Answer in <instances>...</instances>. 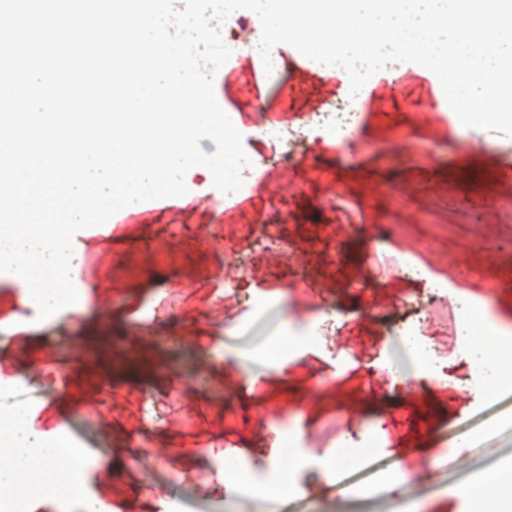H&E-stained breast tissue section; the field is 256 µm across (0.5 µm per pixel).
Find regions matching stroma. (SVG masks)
I'll return each mask as SVG.
<instances>
[{"instance_id": "1", "label": "stroma", "mask_w": 512, "mask_h": 512, "mask_svg": "<svg viewBox=\"0 0 512 512\" xmlns=\"http://www.w3.org/2000/svg\"><path fill=\"white\" fill-rule=\"evenodd\" d=\"M281 52L275 82L262 79L256 56H237L215 77L217 101L250 127L265 112L292 126L340 97L312 60L288 45ZM434 109L425 77L382 84L338 167L310 160L332 154L329 142H298L273 161L253 138L264 179L242 206L211 197V174L189 170L185 196L118 212L111 238L77 241L85 310L36 322L13 275L0 273V370L37 395L32 426L68 434L87 456L84 488L106 512H163L173 501L181 512H224L228 501L233 512H265L264 491L285 465L295 490L275 512H313L363 490L354 477L374 463L391 478L373 512H472L456 489L470 469L512 454V428L484 432L512 413V392L481 389L450 319L433 339L443 381L400 383L381 368L399 326L463 298L487 299L490 320L512 327V138L445 119L426 127L421 115ZM381 224L395 233L376 257ZM265 225L278 231L279 251L248 248ZM411 258L427 280L408 273ZM276 298L303 319L340 314L341 336L305 337L254 388L225 351L274 333ZM340 341L360 348L343 366ZM149 395L161 423L142 419ZM472 430L477 448L460 445ZM341 446L350 463L326 472L321 460ZM230 456L247 489L225 485Z\"/></svg>"}]
</instances>
